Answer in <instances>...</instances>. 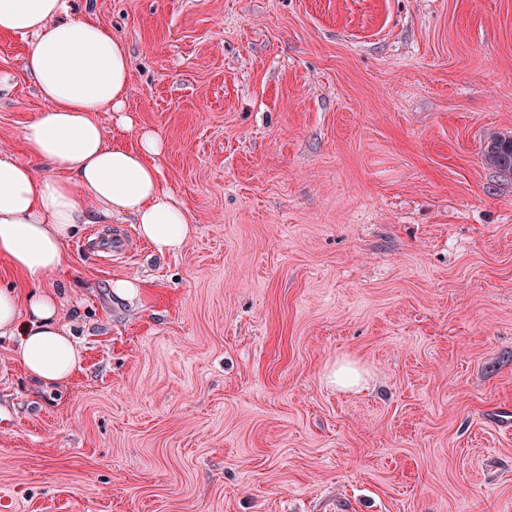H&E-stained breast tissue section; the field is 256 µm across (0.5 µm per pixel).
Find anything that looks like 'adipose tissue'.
I'll return each mask as SVG.
<instances>
[{"label":"adipose tissue","instance_id":"ef3b65f1","mask_svg":"<svg viewBox=\"0 0 512 512\" xmlns=\"http://www.w3.org/2000/svg\"><path fill=\"white\" fill-rule=\"evenodd\" d=\"M64 10L65 0H0V34L26 38L24 68L43 102L22 130V156L0 152V258L32 286L0 290V335L16 337L24 371L45 386L68 382L81 363L46 283L77 225L131 218L161 256L179 252L193 233L188 211L163 185V140L125 108V49L102 20ZM104 110L136 132L137 146L109 143L96 118Z\"/></svg>","mask_w":512,"mask_h":512}]
</instances>
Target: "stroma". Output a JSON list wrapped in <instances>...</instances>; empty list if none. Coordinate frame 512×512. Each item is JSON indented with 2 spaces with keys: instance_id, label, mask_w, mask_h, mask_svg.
I'll return each mask as SVG.
<instances>
[{
  "instance_id": "stroma-1",
  "label": "stroma",
  "mask_w": 512,
  "mask_h": 512,
  "mask_svg": "<svg viewBox=\"0 0 512 512\" xmlns=\"http://www.w3.org/2000/svg\"><path fill=\"white\" fill-rule=\"evenodd\" d=\"M71 8L127 51L195 233L67 240L82 365L43 387L0 336V512H512V174L483 156L512 0ZM25 51L0 35L1 151L42 107ZM98 249L97 252H101L103 257L109 260L112 258H120L127 255L131 251V242L128 236L119 235L107 238H93L89 239L88 243Z\"/></svg>"
}]
</instances>
